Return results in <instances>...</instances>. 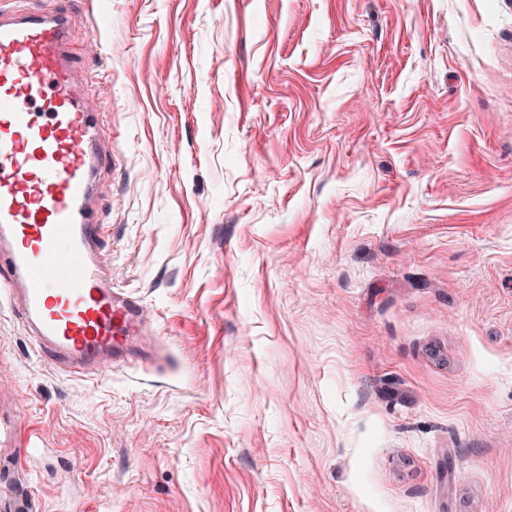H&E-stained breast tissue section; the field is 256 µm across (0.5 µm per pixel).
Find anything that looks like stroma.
Listing matches in <instances>:
<instances>
[{
	"instance_id": "stroma-1",
	"label": "stroma",
	"mask_w": 512,
	"mask_h": 512,
	"mask_svg": "<svg viewBox=\"0 0 512 512\" xmlns=\"http://www.w3.org/2000/svg\"><path fill=\"white\" fill-rule=\"evenodd\" d=\"M105 381L0 299V512H512V0H69Z\"/></svg>"
}]
</instances>
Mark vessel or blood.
Listing matches in <instances>:
<instances>
[{
    "instance_id": "obj_1",
    "label": "vessel or blood",
    "mask_w": 512,
    "mask_h": 512,
    "mask_svg": "<svg viewBox=\"0 0 512 512\" xmlns=\"http://www.w3.org/2000/svg\"><path fill=\"white\" fill-rule=\"evenodd\" d=\"M76 82L66 11L0 12V295L40 353L83 376L112 363L139 306L102 253L105 125Z\"/></svg>"
}]
</instances>
